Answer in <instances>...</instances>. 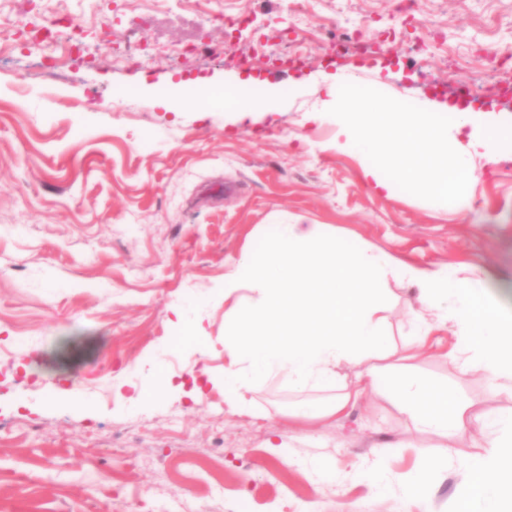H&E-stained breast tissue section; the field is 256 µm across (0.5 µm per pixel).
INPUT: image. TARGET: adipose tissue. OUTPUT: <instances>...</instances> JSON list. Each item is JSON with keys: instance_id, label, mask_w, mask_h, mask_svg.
<instances>
[{"instance_id": "ef3b65f1", "label": "adipose tissue", "mask_w": 512, "mask_h": 512, "mask_svg": "<svg viewBox=\"0 0 512 512\" xmlns=\"http://www.w3.org/2000/svg\"><path fill=\"white\" fill-rule=\"evenodd\" d=\"M329 94L344 146L364 149L363 176L380 192H426L453 171L451 200L464 209L474 157L491 162L512 149V122L484 120L468 108L431 102L407 112L340 75ZM198 105L240 118L259 109L222 84L209 87ZM391 279L419 293L412 319L418 333L403 345L384 317ZM244 288L254 299L224 314V403L232 412L255 416L251 394L268 376H284L298 391L337 387L328 404L301 410L311 420L345 418L369 395H384L415 427L440 438L430 468L447 464L460 442L474 447L460 512H473L474 500L486 512H512V413H477L472 403L451 402L446 385L412 365L420 351L440 347L434 332L450 325L455 341L445 356L455 370L464 376L481 369L490 386L512 397V316L482 295L478 280L350 244L317 224H285L225 274V295ZM346 367L354 368L352 379L342 377Z\"/></svg>"}]
</instances>
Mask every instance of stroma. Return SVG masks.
Here are the masks:
<instances>
[{"instance_id":"obj_1","label":"stroma","mask_w":512,"mask_h":512,"mask_svg":"<svg viewBox=\"0 0 512 512\" xmlns=\"http://www.w3.org/2000/svg\"><path fill=\"white\" fill-rule=\"evenodd\" d=\"M396 8L307 0L293 25L289 0H0V33L22 54L0 64V512H457L466 458L428 469L437 437L388 399L343 425H295L289 409L332 393L279 376L252 394L264 417L224 403V313L252 297H225L224 275L279 224H319L422 266H482L485 297L512 313V155L475 160L464 210L434 190L375 192L361 152L336 147L325 82L338 72L411 109L455 100L452 63L512 79V0ZM59 10L90 53L50 75L32 43ZM224 12L254 15L259 35L225 48ZM354 27L350 60L332 57ZM186 42L196 51L170 67L165 50ZM143 44L141 64H116ZM240 80L270 111L199 112L196 87ZM314 109L323 120L308 121ZM388 286L400 343L417 289ZM181 320L195 330L184 349ZM414 365L477 411H512L480 373L458 377L433 353ZM379 458V482L362 481Z\"/></svg>"}]
</instances>
